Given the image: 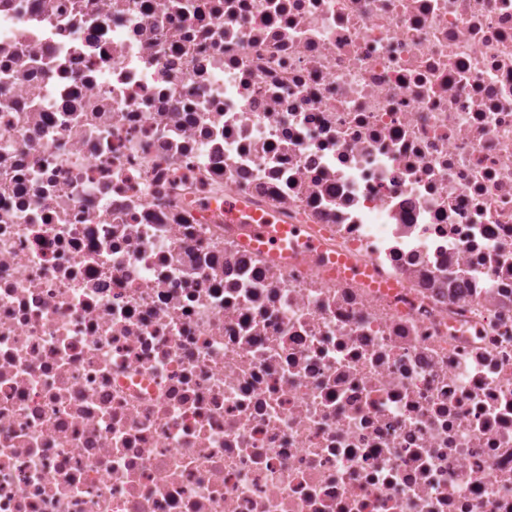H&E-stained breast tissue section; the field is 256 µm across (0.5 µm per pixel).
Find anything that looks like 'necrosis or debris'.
<instances>
[{
  "instance_id": "1",
  "label": "necrosis or debris",
  "mask_w": 512,
  "mask_h": 512,
  "mask_svg": "<svg viewBox=\"0 0 512 512\" xmlns=\"http://www.w3.org/2000/svg\"><path fill=\"white\" fill-rule=\"evenodd\" d=\"M0 512H512V0H0Z\"/></svg>"
}]
</instances>
